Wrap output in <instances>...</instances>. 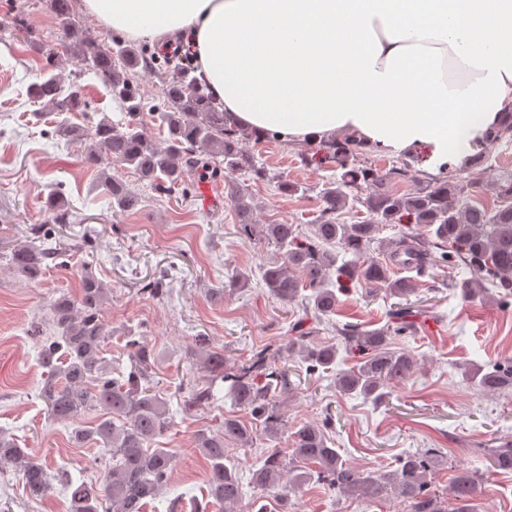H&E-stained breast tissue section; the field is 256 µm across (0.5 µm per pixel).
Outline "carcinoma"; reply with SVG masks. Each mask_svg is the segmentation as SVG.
<instances>
[{"mask_svg": "<svg viewBox=\"0 0 512 512\" xmlns=\"http://www.w3.org/2000/svg\"><path fill=\"white\" fill-rule=\"evenodd\" d=\"M50 6L59 20L71 23V0H50ZM65 50L80 61L84 72L111 89L123 117L113 120L104 116L86 128L72 125L68 113L84 111L86 102L76 86L65 87L54 72L55 52L49 49L46 54L51 68L29 85L28 92L39 111L55 113L52 136L67 144L83 140L87 165L96 168L106 157L116 168L129 169L149 181L160 194L181 186L193 170L228 178L240 234L248 242L273 248L272 257L261 267V277L277 300L291 304L302 297L306 310L323 323L338 307L334 282L346 278L372 294L384 292L407 300L415 294V280L397 276L396 269L422 276L439 262L468 268L470 277L461 284V292L468 298L485 296L489 284L498 290V301L512 297V175L496 183L499 204L490 210L463 199L464 188L446 164L440 167L439 176L412 193L377 190L361 198L356 191L365 184L414 180L416 175L405 159L385 172L361 164L359 155L365 145L343 135L323 144L322 159L335 163L340 175L321 192L320 213L309 231L302 232L297 224H256L249 194L234 183L233 175L244 171L260 179L265 177L264 167L242 150L245 133L232 126L207 88L181 67L166 64L172 74L164 81L162 102L149 113L159 128L167 130V136L156 142L144 128L145 105L139 88L124 76L138 67L152 68L153 61L121 43L115 51L104 49L84 33L74 34ZM484 139L512 140V113L504 114ZM101 186L122 211L131 212L141 203L140 196L117 173L102 172ZM351 199L366 208L367 220L359 224L338 221L337 213ZM46 208L53 223H69L60 189L48 195ZM404 222L416 225L417 231L388 241L384 256H369L371 245L382 243L379 234L383 226ZM68 251V244L34 227L31 239L14 246L5 260L14 272L34 282L51 267L66 266ZM303 291L308 295L301 296ZM107 293L105 284L84 270L78 295H62L51 304L56 335L39 337L41 364L49 370L42 398L56 420H74L89 410L103 411L95 426H79L73 437L78 443L100 447L111 455L112 465L97 485L67 481L69 512H100L102 507L105 512H146L173 469V452L154 447L156 438L172 428L173 418L154 384L157 357L152 347L130 340L127 368L104 357L103 344L110 329L101 311ZM409 316L410 312L397 307L389 312V323L380 328L366 329L358 323L338 325L339 346L333 340H319V328L305 329L297 324L292 327L294 336L286 343L256 348L249 358L232 365L224 351L210 347L209 337L196 336L187 361L192 363L202 356L207 376L227 384L225 397L231 405L248 412L264 436L274 442L265 451L262 465L248 468L254 491L248 512H267L265 501L269 497L278 501L281 512H288L292 495L311 482L366 502L393 494L407 503V512H479L482 488L478 471L459 465L448 496L434 489L437 449L406 451L396 456L385 472L361 470L346 463L327 437L325 428L331 417L290 431L281 412L284 399L299 389L296 370L285 364L287 354L299 357L311 377L336 373L340 394L383 402L392 385L417 369L412 354L390 348L394 337L412 327ZM342 347L361 353L363 360L337 373ZM463 374L482 392L512 391V357L486 368L473 365ZM213 400L211 384H194L184 400L185 413L200 411ZM252 442V429L235 415L225 416L216 433L198 431L195 447L207 460L208 470L206 502L195 512H241L242 474L237 465L225 463L227 446L247 447ZM490 457L493 469L512 471V444L491 449ZM0 464L12 466L32 494L42 495L50 489L51 474L15 439L0 435Z\"/></svg>", "mask_w": 512, "mask_h": 512, "instance_id": "carcinoma-1", "label": "carcinoma"}]
</instances>
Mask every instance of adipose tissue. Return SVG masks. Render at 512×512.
<instances>
[{
    "mask_svg": "<svg viewBox=\"0 0 512 512\" xmlns=\"http://www.w3.org/2000/svg\"><path fill=\"white\" fill-rule=\"evenodd\" d=\"M132 39L188 37L235 122L319 142L347 131L465 163L512 112V0H84Z\"/></svg>",
    "mask_w": 512,
    "mask_h": 512,
    "instance_id": "ef3b65f1",
    "label": "adipose tissue"
}]
</instances>
